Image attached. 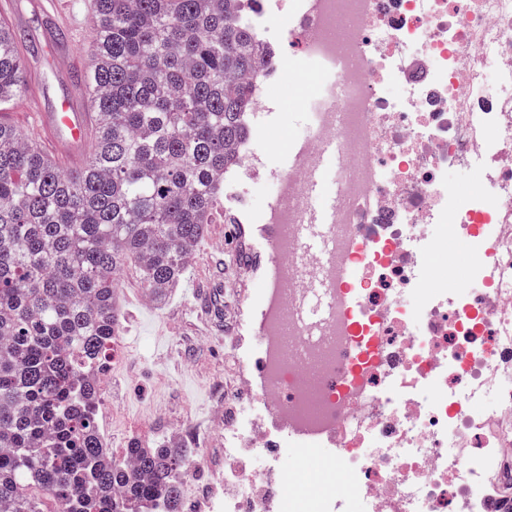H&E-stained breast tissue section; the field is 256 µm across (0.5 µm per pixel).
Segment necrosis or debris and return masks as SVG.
Returning a JSON list of instances; mask_svg holds the SVG:
<instances>
[{
  "label": "necrosis or debris",
  "instance_id": "4bbe7bcc",
  "mask_svg": "<svg viewBox=\"0 0 512 512\" xmlns=\"http://www.w3.org/2000/svg\"><path fill=\"white\" fill-rule=\"evenodd\" d=\"M240 20L273 51L251 112L300 54L312 123L274 183L253 136L224 172L225 213L271 228L273 253L246 233L232 260L263 287L224 329L250 331L255 303L264 327L229 357L241 397L196 434L185 512H512V0H246ZM332 147L331 246L311 260ZM315 174L309 186V195L319 201L318 213L320 224L329 220V209L339 190L336 186L334 190L329 188L328 173L325 166L315 165Z\"/></svg>",
  "mask_w": 512,
  "mask_h": 512
}]
</instances>
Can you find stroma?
Masks as SVG:
<instances>
[{"mask_svg":"<svg viewBox=\"0 0 512 512\" xmlns=\"http://www.w3.org/2000/svg\"><path fill=\"white\" fill-rule=\"evenodd\" d=\"M91 2L0 0V18L16 31L28 61V93L0 110V122L32 134L45 151L51 144L37 128L31 100H40L47 112L66 101L77 112L91 109L57 62L62 46L69 60L89 64ZM273 94L280 102L279 127L294 132L308 126L304 90L282 87ZM241 236L240 225L225 223L223 206H216L178 286L161 301L150 296L134 267L117 273L120 345L109 384L114 452L134 438L171 448L191 445L195 430L212 425L217 405L233 391L235 381L224 373L232 350L224 341V308L240 283L228 262Z\"/></svg>","mask_w":512,"mask_h":512,"instance_id":"35a3bbf8","label":"stroma"}]
</instances>
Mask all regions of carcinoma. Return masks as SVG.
<instances>
[{"label": "carcinoma", "mask_w": 512, "mask_h": 512, "mask_svg": "<svg viewBox=\"0 0 512 512\" xmlns=\"http://www.w3.org/2000/svg\"><path fill=\"white\" fill-rule=\"evenodd\" d=\"M241 0H94L86 167L64 170L0 123V512H184L192 449L133 440L116 458L96 377L116 336L115 272L176 287L249 134L244 74L267 51L233 23ZM27 63L0 21V109Z\"/></svg>", "instance_id": "carcinoma-1"}]
</instances>
